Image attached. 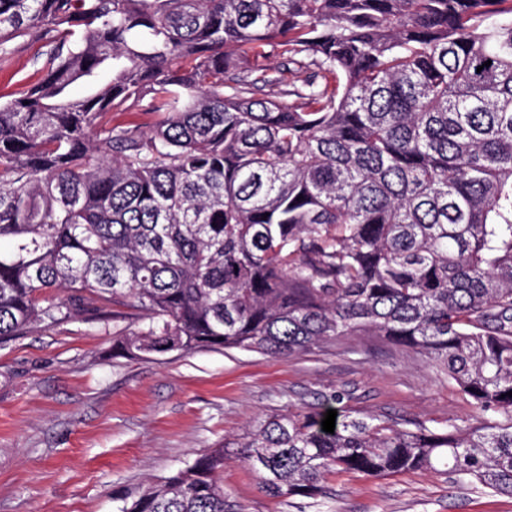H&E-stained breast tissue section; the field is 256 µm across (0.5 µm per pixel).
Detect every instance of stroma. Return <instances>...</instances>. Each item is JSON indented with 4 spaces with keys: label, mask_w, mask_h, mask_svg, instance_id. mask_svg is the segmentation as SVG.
<instances>
[{
    "label": "stroma",
    "mask_w": 512,
    "mask_h": 512,
    "mask_svg": "<svg viewBox=\"0 0 512 512\" xmlns=\"http://www.w3.org/2000/svg\"><path fill=\"white\" fill-rule=\"evenodd\" d=\"M30 36L0 50V101L44 74ZM121 304L0 344V512H119L137 494L266 417L340 397L342 408L442 428L472 418L447 375L413 350L347 336L292 357L196 349L116 358L142 326ZM221 481L237 512H512V497L450 474H332L325 499L271 497L235 457Z\"/></svg>",
    "instance_id": "obj_1"
}]
</instances>
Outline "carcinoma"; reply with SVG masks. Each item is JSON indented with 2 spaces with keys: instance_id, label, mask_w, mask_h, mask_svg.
<instances>
[{
  "instance_id": "obj_1",
  "label": "carcinoma",
  "mask_w": 512,
  "mask_h": 512,
  "mask_svg": "<svg viewBox=\"0 0 512 512\" xmlns=\"http://www.w3.org/2000/svg\"><path fill=\"white\" fill-rule=\"evenodd\" d=\"M32 34L46 73L0 103V341L88 298L146 312L112 345L141 359L375 336L476 410L271 416L119 512H229L226 448L273 497L439 470L512 496V0H0V47ZM134 105L160 119L112 125Z\"/></svg>"
}]
</instances>
